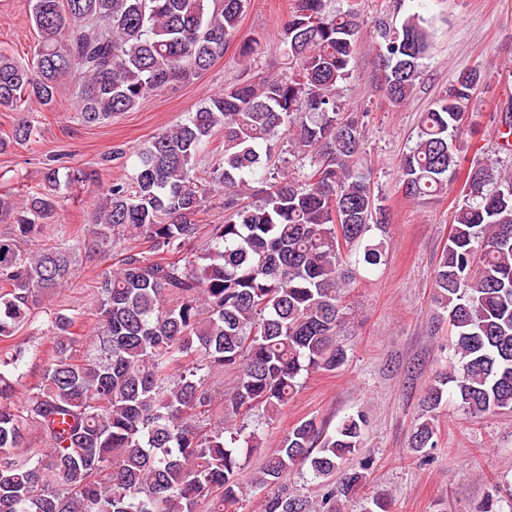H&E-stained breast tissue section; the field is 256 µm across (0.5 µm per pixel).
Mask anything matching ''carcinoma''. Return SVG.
Listing matches in <instances>:
<instances>
[{
    "label": "carcinoma",
    "instance_id": "1",
    "mask_svg": "<svg viewBox=\"0 0 512 512\" xmlns=\"http://www.w3.org/2000/svg\"><path fill=\"white\" fill-rule=\"evenodd\" d=\"M246 0H30L38 33L31 63L0 53V112H14L0 152L36 127L24 102L50 109L60 84L81 82L79 119L106 122L149 93L188 82L224 56ZM388 100L412 95L431 34L420 15L373 22ZM361 36L353 11L331 0H294L277 48L285 77L242 78L208 96L136 153L133 172L103 182L102 167L51 158L34 190H0V512H229L242 500L243 458L260 425L276 419L313 372L348 360L342 294L386 261L388 215L363 164L364 114L338 102ZM482 80L460 74L421 116L400 161L404 194L428 200L457 179L464 104ZM223 148L206 170L196 159ZM260 187L255 188L253 184ZM92 188L83 239L59 223L61 199ZM219 200L224 220L201 236L196 217ZM48 227L56 242L40 244ZM145 241L147 251L125 247ZM117 251L94 289L95 322L74 337L81 313L40 309L70 279L80 250ZM435 307L448 317L454 362L426 388L409 452L435 447L445 396L475 416L512 411V173L473 162L458 191L435 273ZM27 330L52 343L41 381L12 407L33 352ZM232 370L224 422L211 379ZM364 416L332 433L312 419L288 432L252 476L272 489L265 512H337L367 480L347 465ZM36 429L41 447L28 448ZM328 481L320 504L288 492L299 463ZM512 512V489L494 486L478 512Z\"/></svg>",
    "mask_w": 512,
    "mask_h": 512
}]
</instances>
